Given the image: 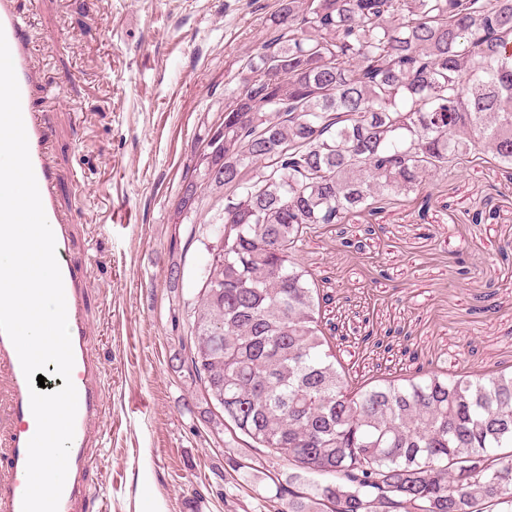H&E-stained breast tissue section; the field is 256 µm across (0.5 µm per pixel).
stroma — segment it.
I'll list each match as a JSON object with an SVG mask.
<instances>
[{"mask_svg": "<svg viewBox=\"0 0 512 512\" xmlns=\"http://www.w3.org/2000/svg\"><path fill=\"white\" fill-rule=\"evenodd\" d=\"M26 25L37 81L35 110L53 115L58 202L73 212L72 251L86 260L88 341L101 364L105 413L89 476V512H269L291 471L203 413V387L181 363L188 306L208 255L187 252L174 210L181 178L224 111L248 52L262 40L277 0H14ZM443 207L427 222L391 205L363 252L335 233L311 236L298 254L336 289L342 349L360 374L444 357L449 370L512 366V182L493 164L441 183ZM492 194L500 217L466 224ZM470 251L471 264L456 260ZM182 265L179 280L170 270ZM389 270L393 286L376 285ZM492 316L479 314L483 303ZM368 323L372 340L351 329Z\"/></svg>", "mask_w": 512, "mask_h": 512, "instance_id": "35a3bbf8", "label": "stroma"}]
</instances>
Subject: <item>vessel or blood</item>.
Segmentation results:
<instances>
[{
    "mask_svg": "<svg viewBox=\"0 0 512 512\" xmlns=\"http://www.w3.org/2000/svg\"><path fill=\"white\" fill-rule=\"evenodd\" d=\"M0 31L4 32L12 56L20 91L21 112L28 138L29 155L48 223L56 241L70 322L74 356L71 373L77 391L75 433L68 456V473L58 512H86L95 498L89 478V448L104 412L101 388L97 382L100 365L87 341L85 306L89 270L69 251L71 216L58 204V175L49 156L50 131L46 115L33 111L30 95L35 67L23 24L14 11L13 0H0ZM0 363L10 376L6 405L13 420L10 444L5 451L6 472L0 474V512H22L25 492L27 446L36 431L30 406V393L17 351L6 334L0 333Z\"/></svg>",
    "mask_w": 512,
    "mask_h": 512,
    "instance_id": "1",
    "label": "vessel or blood"
}]
</instances>
